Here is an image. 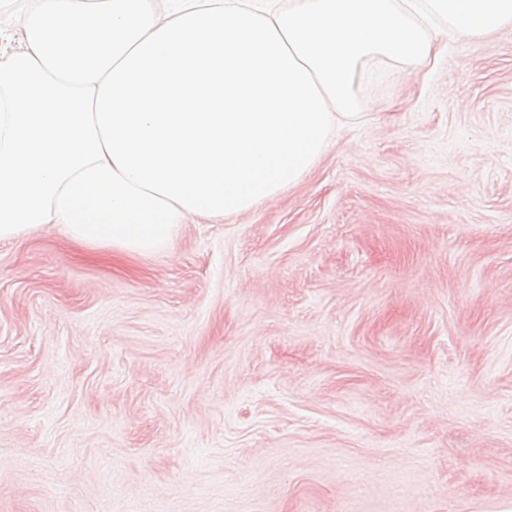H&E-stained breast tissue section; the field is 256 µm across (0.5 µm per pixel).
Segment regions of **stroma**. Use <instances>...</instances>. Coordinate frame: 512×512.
I'll return each mask as SVG.
<instances>
[{"label": "stroma", "instance_id": "35a3bbf8", "mask_svg": "<svg viewBox=\"0 0 512 512\" xmlns=\"http://www.w3.org/2000/svg\"><path fill=\"white\" fill-rule=\"evenodd\" d=\"M432 37L168 251L0 242V512H512V26Z\"/></svg>", "mask_w": 512, "mask_h": 512}]
</instances>
